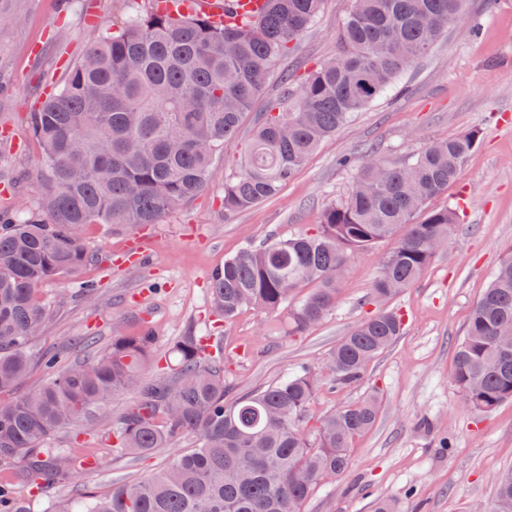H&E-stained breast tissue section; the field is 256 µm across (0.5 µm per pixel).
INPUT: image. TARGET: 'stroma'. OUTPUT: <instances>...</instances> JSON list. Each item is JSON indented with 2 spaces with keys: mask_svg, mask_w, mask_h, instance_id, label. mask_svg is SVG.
I'll use <instances>...</instances> for the list:
<instances>
[{
  "mask_svg": "<svg viewBox=\"0 0 512 512\" xmlns=\"http://www.w3.org/2000/svg\"><path fill=\"white\" fill-rule=\"evenodd\" d=\"M144 0H0L8 19L0 23V211L29 208L39 197L41 149L29 113L43 90L61 82L67 66L100 39L113 20L143 10ZM351 0H324L323 8L255 102L259 116L292 83L336 53V34ZM465 12L478 33L449 27L429 54L400 79V90L382 95L355 113L326 139L277 197L226 215L220 203L224 180L249 131L229 143L210 172L207 190L137 233H115L87 225L83 242L94 260L73 276L42 284L39 298L56 314L31 337L32 353L67 350L71 361L91 359L113 336L135 333L150 316L154 344L143 367L154 378L174 344L184 336H208L224 347L232 396L239 397L283 379L300 366L321 371L329 350L351 328L376 313L366 301L379 260L393 239L350 256L335 309L309 332L288 333L286 313L247 308L229 321L215 320L207 288L226 257L315 229L324 209L351 183L343 157H379L399 162L428 142L478 131L479 144L437 207L453 206L459 224L421 280L390 300L405 317V331L378 355L363 379L336 390L321 389L309 415L321 418L336 408L378 397L374 427L349 450L351 466L342 476L320 482L305 512H373L376 499L395 502L398 512H486L495 499L496 480L512 468V402L484 415L471 413L452 380L456 347L470 313L488 287L503 256L512 251V0H466ZM146 241L147 263L128 260L133 235ZM97 284L94 298L81 282ZM133 401L111 400L89 437L67 426L50 435L49 448H88L94 468L83 470L77 487L47 479L40 507L75 503L79 491L104 492L112 482L147 477L177 451L193 447L186 436L144 458L112 451V425ZM452 437V449L442 446Z\"/></svg>",
  "mask_w": 512,
  "mask_h": 512,
  "instance_id": "1",
  "label": "stroma"
}]
</instances>
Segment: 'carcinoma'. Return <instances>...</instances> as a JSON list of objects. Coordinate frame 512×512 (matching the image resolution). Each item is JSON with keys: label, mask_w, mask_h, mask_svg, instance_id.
<instances>
[{"label": "carcinoma", "mask_w": 512, "mask_h": 512, "mask_svg": "<svg viewBox=\"0 0 512 512\" xmlns=\"http://www.w3.org/2000/svg\"><path fill=\"white\" fill-rule=\"evenodd\" d=\"M147 0L140 13L74 63L56 92L30 113L41 147L42 193L16 218L0 220V394L18 387L34 363L28 338L53 318L39 287L74 275L91 259L81 232L157 224L208 187L213 159L234 140L268 74L295 48L323 0H264L254 16L218 22L190 8L197 0ZM336 56L316 64L257 120L240 171L224 180V213L280 194L327 138L353 114L398 87L403 73L455 25L463 0H351ZM476 131L427 144L402 164L367 149L353 185L323 211L312 232L272 240L224 260L209 303L229 319L245 307L287 310L288 334L303 335L336 307L351 254L396 237L380 260L368 300L392 299L424 275L452 237L459 215L430 202L459 175ZM310 283L312 294L295 302ZM405 328L388 309L359 321L328 352L323 373L302 369L225 401L231 385L208 344L185 336L172 350L173 374L147 380L152 331L116 335L88 364L62 354L39 361L58 371L33 392L0 398V463H23L30 487L45 475L74 484L88 456L44 447L59 427L97 430L92 415L116 395L134 396L112 429L115 451L143 456L189 434L195 447L145 479L84 496L83 512H304L319 482L344 474L352 441L375 425L371 397L341 406L307 427L317 393L363 378ZM452 379L468 409L488 414L512 401V253L473 308ZM38 495L18 498L0 479V512H37ZM490 512H512V469L497 481Z\"/></svg>", "instance_id": "1"}]
</instances>
